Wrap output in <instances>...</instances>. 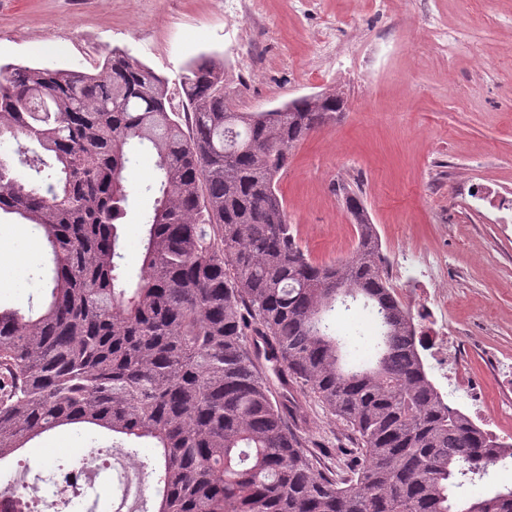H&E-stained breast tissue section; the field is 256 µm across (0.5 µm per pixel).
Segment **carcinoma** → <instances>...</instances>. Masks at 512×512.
<instances>
[{"label":"carcinoma","mask_w":512,"mask_h":512,"mask_svg":"<svg viewBox=\"0 0 512 512\" xmlns=\"http://www.w3.org/2000/svg\"><path fill=\"white\" fill-rule=\"evenodd\" d=\"M167 84L117 52L99 74L0 75V141L17 144L0 155V213L48 259L39 303L0 307V462L79 425L153 443L143 512H512V486L460 493L505 444L435 389L359 194L339 188L357 232L344 260L314 261L288 222L277 182L336 100L231 112L206 57L180 75L187 111ZM141 151L151 205L130 270L121 225ZM360 299L379 332L352 366L331 313ZM296 387L354 435L350 475L304 449Z\"/></svg>","instance_id":"cac0c4a2"}]
</instances>
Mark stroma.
I'll return each instance as SVG.
<instances>
[{
  "label": "stroma",
  "mask_w": 512,
  "mask_h": 512,
  "mask_svg": "<svg viewBox=\"0 0 512 512\" xmlns=\"http://www.w3.org/2000/svg\"><path fill=\"white\" fill-rule=\"evenodd\" d=\"M459 34L452 55L431 27ZM121 51L168 79L174 105L186 63L224 66L241 112L332 89L341 118L294 151L278 183L288 221L313 259L333 262L357 233L337 185L361 196L390 260L409 250L444 255L448 330L512 356V0H0V67L52 64L97 73ZM0 305L41 295L44 256L30 225L0 216ZM355 358L372 357L370 309L337 313ZM302 432L319 469L352 467L355 440L314 399ZM111 436L78 428L41 435L20 454L33 482Z\"/></svg>",
  "instance_id": "35a3bbf8"
}]
</instances>
